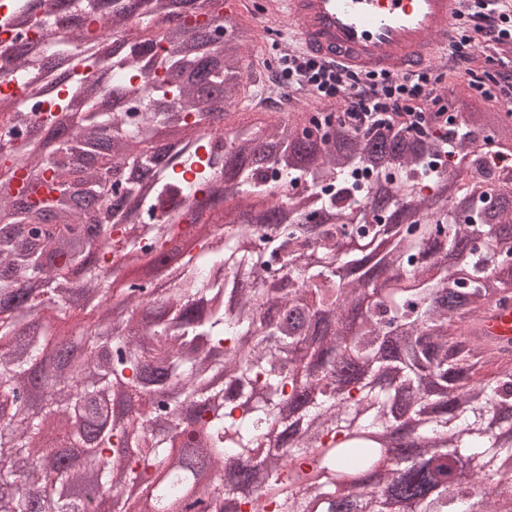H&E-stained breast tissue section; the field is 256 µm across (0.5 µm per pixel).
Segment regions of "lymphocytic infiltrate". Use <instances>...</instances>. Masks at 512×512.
<instances>
[{"mask_svg": "<svg viewBox=\"0 0 512 512\" xmlns=\"http://www.w3.org/2000/svg\"><path fill=\"white\" fill-rule=\"evenodd\" d=\"M512 44V11L500 8L496 0H468L455 15V37L449 52L470 93H492L506 111L512 112V87L501 86L495 68L512 66V58L492 57L487 68H472L476 49ZM283 84L303 90L324 102L339 101L343 109L337 117L353 129H392L421 132L430 125L444 123L448 114L437 92L440 74L420 71L409 75L359 74L325 64L301 53L276 59Z\"/></svg>", "mask_w": 512, "mask_h": 512, "instance_id": "f902f5d3", "label": "lymphocytic infiltrate"}]
</instances>
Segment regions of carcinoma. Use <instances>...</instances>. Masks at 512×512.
Wrapping results in <instances>:
<instances>
[{
    "label": "carcinoma",
    "instance_id": "obj_1",
    "mask_svg": "<svg viewBox=\"0 0 512 512\" xmlns=\"http://www.w3.org/2000/svg\"><path fill=\"white\" fill-rule=\"evenodd\" d=\"M37 0H9L0 27L37 22ZM52 49L17 39L0 50L28 83L37 120L0 100L12 125L0 145V180L23 172L33 197L0 198V512H83L140 486L155 506L185 492L197 468L246 461L195 488L203 512L257 501L273 512H503L512 505V345L489 347L468 326L512 302V183L499 184L477 143L508 129L491 97L451 91L456 118L423 138L355 130L321 107L301 122L270 112L255 132L224 143L228 109L246 91L254 35L224 15V0H53ZM112 18L125 49L87 39L82 17ZM229 37L212 41L211 25ZM160 77L138 98L135 120L101 112L85 81L95 74L126 97L122 77ZM39 127L54 141L50 164ZM460 174L430 167L443 154ZM371 171L390 208L369 203L349 177ZM288 189L252 224L237 212L265 199L269 174ZM235 182L222 236L198 229L199 251L171 269L147 311L136 279L126 308L137 330L112 325L110 256L152 259L184 223L185 197L217 177ZM336 191L322 192L325 183ZM111 198L83 217V204ZM318 211L330 221L310 224ZM103 303L88 351L44 372L48 347L74 318L71 274ZM490 374L474 379L477 365ZM53 420L55 444L44 439ZM487 492L475 498L476 482Z\"/></svg>",
    "mask_w": 512,
    "mask_h": 512
}]
</instances>
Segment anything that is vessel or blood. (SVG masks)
<instances>
[{
  "label": "vessel or blood",
  "mask_w": 512,
  "mask_h": 512,
  "mask_svg": "<svg viewBox=\"0 0 512 512\" xmlns=\"http://www.w3.org/2000/svg\"><path fill=\"white\" fill-rule=\"evenodd\" d=\"M300 51L362 73L448 69L456 0H271ZM487 344L512 341V305L474 326Z\"/></svg>",
  "instance_id": "b4317fda"
}]
</instances>
